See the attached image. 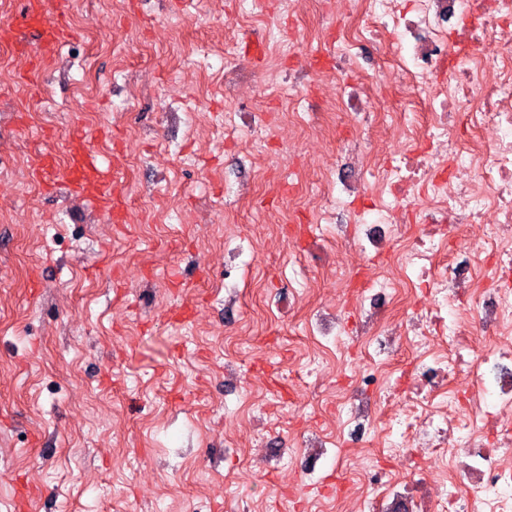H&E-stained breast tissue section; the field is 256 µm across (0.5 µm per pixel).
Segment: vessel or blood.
I'll return each instance as SVG.
<instances>
[{"label":"vessel or blood","instance_id":"1","mask_svg":"<svg viewBox=\"0 0 512 512\" xmlns=\"http://www.w3.org/2000/svg\"><path fill=\"white\" fill-rule=\"evenodd\" d=\"M69 0H22V9L11 20L0 23V44L25 46L34 41L39 55L54 54L70 37L64 24ZM32 173L43 179L47 187H62L67 194L87 197L97 206L121 214L120 203L112 199V171L101 167L96 155L81 136L70 141L69 161L58 170L53 153H38Z\"/></svg>","mask_w":512,"mask_h":512}]
</instances>
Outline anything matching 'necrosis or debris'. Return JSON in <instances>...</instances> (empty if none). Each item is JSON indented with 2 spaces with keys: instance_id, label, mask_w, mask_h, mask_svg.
<instances>
[{
  "instance_id": "obj_1",
  "label": "necrosis or debris",
  "mask_w": 512,
  "mask_h": 512,
  "mask_svg": "<svg viewBox=\"0 0 512 512\" xmlns=\"http://www.w3.org/2000/svg\"><path fill=\"white\" fill-rule=\"evenodd\" d=\"M332 56L394 47L397 78L423 110L401 113L408 144L363 165L401 278L379 291L354 338L372 366L336 392L350 445L385 437L392 475L365 466L346 512H512V0H344ZM407 356V369L390 366Z\"/></svg>"
}]
</instances>
